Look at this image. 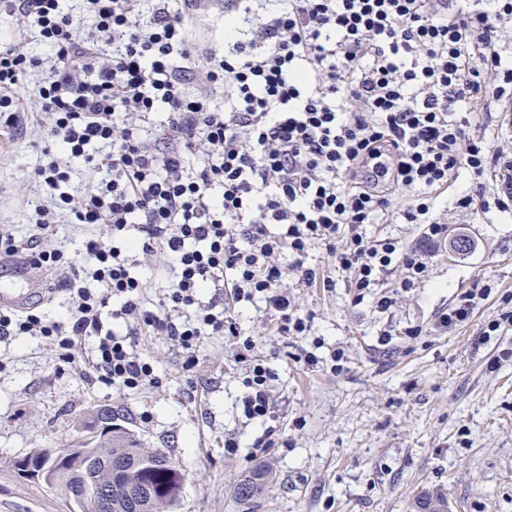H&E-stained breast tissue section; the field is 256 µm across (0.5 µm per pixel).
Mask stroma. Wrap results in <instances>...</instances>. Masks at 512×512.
I'll list each match as a JSON object with an SVG mask.
<instances>
[{"instance_id": "obj_1", "label": "stroma", "mask_w": 512, "mask_h": 512, "mask_svg": "<svg viewBox=\"0 0 512 512\" xmlns=\"http://www.w3.org/2000/svg\"><path fill=\"white\" fill-rule=\"evenodd\" d=\"M221 9L202 0L192 19L198 54L223 49ZM44 75L34 69L22 82L23 127L0 132V226L22 241L34 232L41 197L32 178L44 146L33 88ZM449 234L466 236L469 250L434 248L426 279L408 291L389 276L382 288L393 304L384 312L375 294L356 300L342 279L332 288H291L310 320L305 336L278 335L261 301L237 304L243 332L277 372L280 431L276 446L263 451L252 444L264 424L243 414L246 370L232 337H207L189 378L180 350L141 330L137 351L153 361L161 383L131 394L87 384L48 339L0 341V512H68L58 489L23 476L16 462L33 449L69 448L90 436L103 406L184 473L179 512H412L426 490L444 493L449 512H512V360L487 366L512 349V332L485 334L512 297V220L456 216ZM172 268L160 252L137 265L147 308L171 286ZM477 284L491 286L488 300L461 326L438 329V316ZM384 332L391 335L385 345ZM302 347L323 358L343 352L342 370L299 362ZM230 436L238 449L225 448ZM260 468L269 473L262 492L239 500L235 486Z\"/></svg>"}]
</instances>
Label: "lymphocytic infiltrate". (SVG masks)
Listing matches in <instances>:
<instances>
[{
  "instance_id": "1",
  "label": "lymphocytic infiltrate",
  "mask_w": 512,
  "mask_h": 512,
  "mask_svg": "<svg viewBox=\"0 0 512 512\" xmlns=\"http://www.w3.org/2000/svg\"><path fill=\"white\" fill-rule=\"evenodd\" d=\"M182 2L77 0L66 10L60 0H0V12L55 57L35 90L50 118L35 170L47 201L26 244L0 231V256L66 271L58 287L69 300L57 320L1 306L0 339L50 338L84 381L129 392L160 383L135 350L139 326L172 341L189 369L205 337L239 338L243 412L265 423L255 445L270 448L273 371L204 291L232 274L237 301L261 300L279 335L303 336L309 322L285 286L291 275L317 283L312 248L325 247L359 300L397 270L405 291L425 279L424 252L366 232L399 196L410 198L397 210L403 223L437 245L448 238L437 190L454 188L452 209L475 218L512 215V150L487 132L495 112L512 126V0H283L277 9L225 0L232 49L201 60L185 27L199 0ZM40 64L0 41L1 128L22 124L18 89ZM219 88L222 109L211 99ZM161 107L168 116L156 127ZM72 158L100 179L75 187ZM464 173L471 184L457 188ZM65 217L107 228V238L85 240L87 266L42 244ZM157 251L174 257L176 281L151 311L130 258ZM107 310L128 320L126 333L105 329ZM85 344L90 357L76 360Z\"/></svg>"
}]
</instances>
